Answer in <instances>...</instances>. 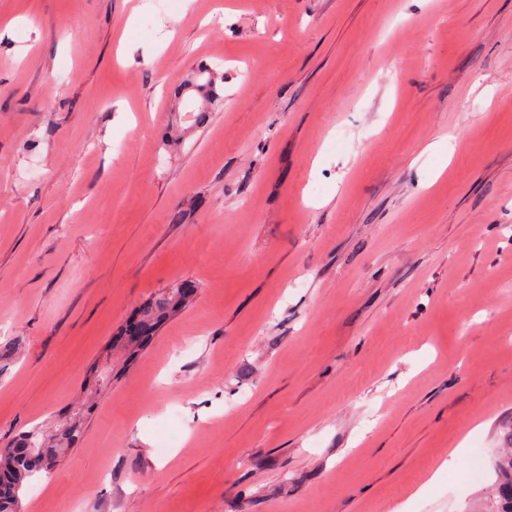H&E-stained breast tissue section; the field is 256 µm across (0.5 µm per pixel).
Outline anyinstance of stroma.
<instances>
[{
  "label": "stroma",
  "instance_id": "obj_1",
  "mask_svg": "<svg viewBox=\"0 0 512 512\" xmlns=\"http://www.w3.org/2000/svg\"><path fill=\"white\" fill-rule=\"evenodd\" d=\"M74 414L22 512H496L512 0H0V445Z\"/></svg>",
  "mask_w": 512,
  "mask_h": 512
}]
</instances>
